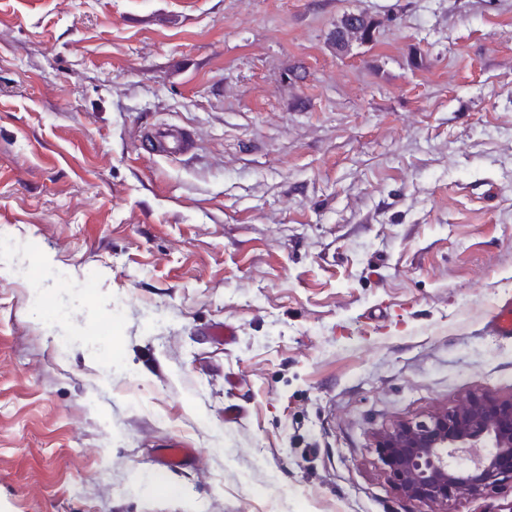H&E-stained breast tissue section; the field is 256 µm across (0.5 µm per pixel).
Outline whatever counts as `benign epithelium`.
<instances>
[{"label":"benign epithelium","mask_w":512,"mask_h":512,"mask_svg":"<svg viewBox=\"0 0 512 512\" xmlns=\"http://www.w3.org/2000/svg\"><path fill=\"white\" fill-rule=\"evenodd\" d=\"M376 451L411 512H448L452 499L512 487V398L463 394L380 434Z\"/></svg>","instance_id":"obj_1"}]
</instances>
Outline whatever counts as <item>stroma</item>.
Segmentation results:
<instances>
[{"instance_id": "35a3bbf8", "label": "stroma", "mask_w": 512, "mask_h": 512, "mask_svg": "<svg viewBox=\"0 0 512 512\" xmlns=\"http://www.w3.org/2000/svg\"><path fill=\"white\" fill-rule=\"evenodd\" d=\"M507 298L512 0H0V512H410ZM375 23L363 14L350 13L344 15L336 24L332 38L336 48L344 50L354 41L364 42L370 40L375 31ZM151 137L152 144L166 153H186L192 148L190 138L175 126L157 128Z\"/></svg>"}]
</instances>
